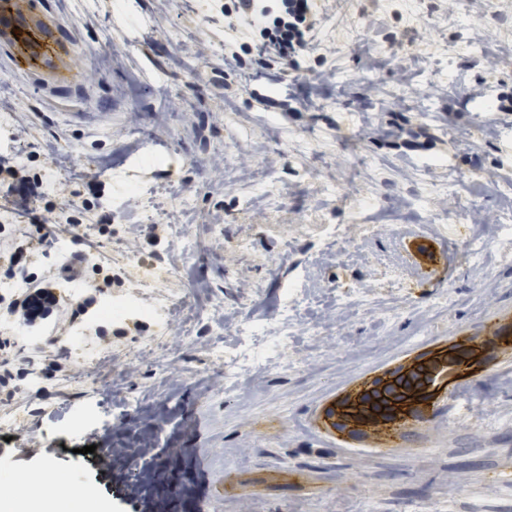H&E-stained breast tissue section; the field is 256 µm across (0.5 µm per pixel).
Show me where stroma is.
I'll return each instance as SVG.
<instances>
[{
	"mask_svg": "<svg viewBox=\"0 0 512 512\" xmlns=\"http://www.w3.org/2000/svg\"><path fill=\"white\" fill-rule=\"evenodd\" d=\"M410 5L315 0V50L285 83L272 67L247 82L225 71V52L249 32L222 0H136L132 13L120 0L96 11L39 0L85 88L17 68L0 44V136L14 143L5 157L60 208L75 189L70 172L99 173L97 216L142 230L113 235L106 249L123 282L117 295L149 304L168 292L202 313L174 356L185 379L170 388L138 360L142 345L174 336L161 317L124 336L110 333L125 327L120 316L96 329L59 318L34 355L69 363L71 374L40 400L48 384L32 371L37 386L22 383L0 403V432L24 424L37 434L0 455V477L48 468L95 487L92 512H119L111 491L130 483L123 462L100 473L77 449L97 434L146 453L161 427L170 448L184 449L186 477L163 483L141 512L195 502L200 464L211 483L203 512H512V354L441 401L426 424L435 447L348 445L315 421L327 397L367 375L512 314V241L499 231L512 197L497 191L512 180V112L496 109L512 93V0H422L429 19L418 24ZM472 41L497 65L449 58L447 44ZM362 71L374 84L358 80ZM137 180L156 186L153 202L133 194ZM448 182L459 192H432ZM416 234L455 244L451 268L424 275L405 246ZM475 235L491 243L479 265L464 250ZM294 286L310 298L307 318H327L326 332L296 330L292 368L267 371L252 394L215 395L216 328L243 311L273 323ZM348 287L369 301L333 304ZM89 408L95 419L75 424ZM60 439L71 452L52 450Z\"/></svg>",
	"mask_w": 512,
	"mask_h": 512,
	"instance_id": "35a3bbf8",
	"label": "stroma"
}]
</instances>
